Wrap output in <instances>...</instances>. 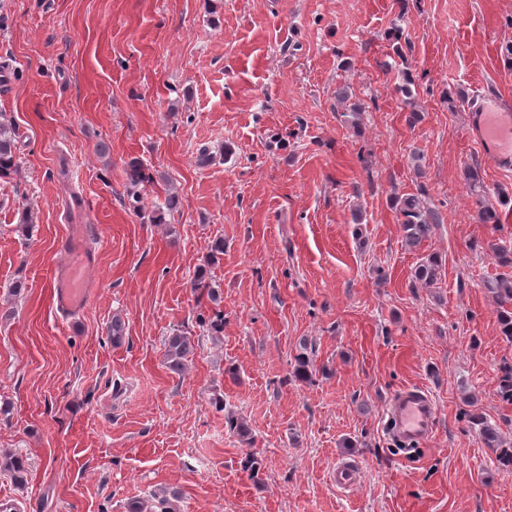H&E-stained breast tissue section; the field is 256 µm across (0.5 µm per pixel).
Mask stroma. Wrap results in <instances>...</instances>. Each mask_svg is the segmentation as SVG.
<instances>
[{"mask_svg": "<svg viewBox=\"0 0 512 512\" xmlns=\"http://www.w3.org/2000/svg\"><path fill=\"white\" fill-rule=\"evenodd\" d=\"M511 44L512 0H0L18 165L0 178V449L28 462L25 488L0 475V497L129 512L167 487L180 512H512V468L470 422L512 441V339L484 286L512 278L490 250L512 241V175L469 136L477 95L512 107ZM134 159L152 178L137 212ZM475 162L498 224L476 217ZM171 192L179 207L153 223ZM409 196L444 218L414 248L395 207ZM72 224L97 227L96 284L61 322L50 273ZM201 267L222 296L218 341L198 323ZM176 328L198 343L181 376L164 360ZM304 342L310 383L294 376ZM412 385L437 419L407 461L384 412ZM346 458L358 482L343 489Z\"/></svg>", "mask_w": 512, "mask_h": 512, "instance_id": "1", "label": "stroma"}]
</instances>
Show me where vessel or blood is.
I'll return each mask as SVG.
<instances>
[{
	"label": "vessel or blood",
	"mask_w": 512,
	"mask_h": 512,
	"mask_svg": "<svg viewBox=\"0 0 512 512\" xmlns=\"http://www.w3.org/2000/svg\"><path fill=\"white\" fill-rule=\"evenodd\" d=\"M479 130L472 138L486 158L501 171H512V113L501 110L496 99L483 96L474 114ZM92 228L76 225L63 244L64 258L52 272L53 308L63 320L87 310L95 260L87 241ZM435 402L424 388L408 386L392 395L387 407V432L408 446H422L433 434Z\"/></svg>",
	"instance_id": "1"
}]
</instances>
